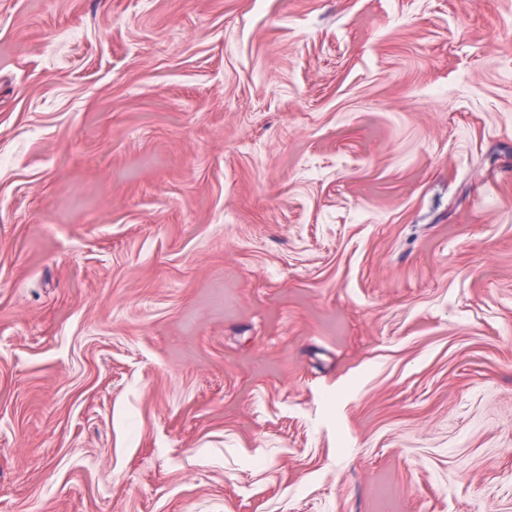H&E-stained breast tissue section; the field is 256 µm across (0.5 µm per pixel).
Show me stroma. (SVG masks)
I'll return each instance as SVG.
<instances>
[{
	"instance_id": "35a3bbf8",
	"label": "stroma",
	"mask_w": 512,
	"mask_h": 512,
	"mask_svg": "<svg viewBox=\"0 0 512 512\" xmlns=\"http://www.w3.org/2000/svg\"><path fill=\"white\" fill-rule=\"evenodd\" d=\"M0 512H512V0H0Z\"/></svg>"
}]
</instances>
